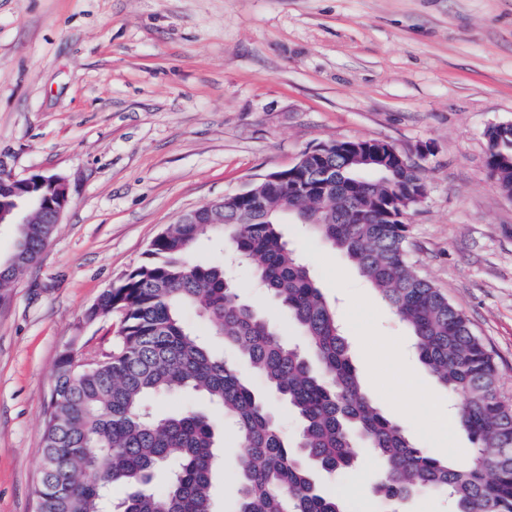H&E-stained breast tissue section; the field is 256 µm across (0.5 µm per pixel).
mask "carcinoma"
<instances>
[{
    "label": "carcinoma",
    "instance_id": "1",
    "mask_svg": "<svg viewBox=\"0 0 512 512\" xmlns=\"http://www.w3.org/2000/svg\"><path fill=\"white\" fill-rule=\"evenodd\" d=\"M485 165L512 195V124L487 131ZM336 174L331 201L315 198L300 212L309 235L343 254L410 329L420 362L459 407L472 444L466 461L438 458L418 447L405 428L363 392L335 311L281 231L287 192L259 191L262 212L243 223L249 201L211 212L208 224H173L119 285L105 290L90 318H120L111 354L92 366L58 357L43 432L36 512H106L108 492L128 488L117 512H217L214 479L224 464L220 430L241 449L233 512H346L317 487L318 470L345 478L368 449L380 476L373 494L397 508L418 496H446L450 512H512V399L502 392L493 348L468 319L409 261L407 217L420 201L408 188L411 165L356 158L342 145L299 169L290 184ZM18 225L17 268L0 274L7 288L40 259L56 225ZM211 233L235 257L231 275L193 259L199 237ZM246 275L279 316L244 301ZM206 318L231 360L187 326L183 313ZM289 326L294 339L280 327ZM247 366L265 384L243 379ZM176 392L200 393L222 409L221 422L186 408L154 415L147 402ZM295 413L298 440L288 441L269 395ZM165 469V487L155 488Z\"/></svg>",
    "mask_w": 512,
    "mask_h": 512
}]
</instances>
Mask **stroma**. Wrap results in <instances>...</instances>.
I'll use <instances>...</instances> for the list:
<instances>
[{
	"instance_id": "35a3bbf8",
	"label": "stroma",
	"mask_w": 512,
	"mask_h": 512,
	"mask_svg": "<svg viewBox=\"0 0 512 512\" xmlns=\"http://www.w3.org/2000/svg\"><path fill=\"white\" fill-rule=\"evenodd\" d=\"M512 122V0H0V162L66 178L70 202L39 262L0 294V512H36L44 418L64 349L183 212L248 189L322 142L422 144L427 196L409 217L416 271L494 349L512 398V199L485 168L490 126ZM335 305L364 391L441 458L465 434L427 426L448 395L411 333L357 269L282 227ZM399 344L415 382L382 355ZM375 462L343 485L348 512H384Z\"/></svg>"
}]
</instances>
